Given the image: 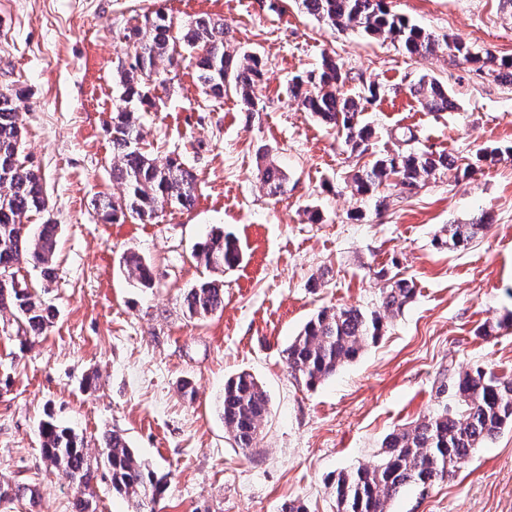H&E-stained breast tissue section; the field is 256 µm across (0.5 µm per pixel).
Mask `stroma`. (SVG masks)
Here are the masks:
<instances>
[{
  "label": "stroma",
  "instance_id": "1",
  "mask_svg": "<svg viewBox=\"0 0 512 512\" xmlns=\"http://www.w3.org/2000/svg\"><path fill=\"white\" fill-rule=\"evenodd\" d=\"M389 8L474 54L512 58V0H387ZM164 9L174 24L223 19L237 46L258 52L267 73L264 109L205 95L196 59L183 54L141 113L143 142L157 158L179 155L198 180L191 208L165 206L152 221H103L99 198L119 197L112 178L113 75L123 34ZM332 56L347 87L383 86L364 112L378 132L367 153L391 149L409 127L419 145L458 165L476 151L503 153L466 179L447 174L411 193L393 192L375 214L345 179L357 163L340 134L300 109L286 85ZM436 77L454 103L426 112L408 93ZM0 91H22L23 155L39 168L50 199L29 227L59 226L55 277L23 265L20 281L43 289L56 317L36 340L0 311V482L35 491L37 504L0 502V512H71L78 487L43 457L39 424L53 417L83 436L97 463L91 512H133L100 467L103 432L123 434L161 479L155 512H336L339 473L377 462L384 438L452 404V383L482 365L512 378V84L492 64L453 50L411 57L390 41L331 29L297 0H0ZM288 174L268 195L262 157ZM487 212L492 223L464 249H437L443 225ZM232 234L240 263L223 274L224 308L188 317L181 296L212 278L191 253L215 231ZM152 267L155 286L123 271L127 251ZM390 268L415 283L376 342L310 389L288 373L285 349L325 306L374 309ZM487 324L498 325L484 335ZM251 373L270 398L251 454L234 447L221 415L225 381ZM196 390L181 396L184 382ZM390 512H512V427L504 428L445 481L407 487Z\"/></svg>",
  "mask_w": 512,
  "mask_h": 512
}]
</instances>
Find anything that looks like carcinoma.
Segmentation results:
<instances>
[{"mask_svg": "<svg viewBox=\"0 0 512 512\" xmlns=\"http://www.w3.org/2000/svg\"><path fill=\"white\" fill-rule=\"evenodd\" d=\"M306 12L340 31L351 30L397 43L410 56H423L441 45L435 34L392 12L386 0H301ZM128 62L118 67L112 126V178L123 185L119 199H101L97 209L107 220L128 216L152 220L166 205L191 206L196 199L195 175L176 157L158 160L136 147L141 135L136 112L156 107L155 77L158 63L170 69L179 63L180 51L196 54L197 80L206 95H234L247 112H258L257 90L263 81L265 62L254 51L231 45L224 20L199 17L174 30L160 11L124 33ZM347 74L331 58L318 72L296 76L288 83V95L302 110L338 129L351 153L363 156L375 129L361 119L365 105L381 96V87L371 83L358 95L344 87ZM410 96L426 112H446L453 107L448 89L436 78L424 75L408 87ZM22 92L0 100V276L16 274L24 263L41 267L44 280L54 274L53 262L58 225L46 222L33 234L22 223L29 213L48 208V196L39 171L22 157L19 109ZM412 131L394 134L393 149L364 164L350 176L352 189L374 201L376 209L387 206L380 190L399 187L407 192L454 170L465 177L482 162L500 155L498 147L480 149L472 163L459 168L444 152L411 146ZM260 181L273 196L288 192V174L272 161L259 169ZM490 225L485 213L468 224H448L435 236L439 248H465ZM194 257L206 266L229 269L239 262L235 239L212 233L195 250ZM128 277L142 288L153 287V273L135 252L122 257ZM375 275L386 281L377 309L325 307L318 311L288 344L286 362L295 380L313 388L331 378L354 360L361 343L381 336L383 320L400 311L416 292L414 281L381 268ZM181 305L189 317H206L224 308V281L204 280L188 289ZM9 309L20 321L19 329L31 339L44 335L52 323L53 309L31 288L17 289L10 279H0V310ZM456 408L429 414L393 430L383 442L384 454L371 467L341 473L334 488L336 512H389L390 502L407 486H431L464 466L475 448L492 441L506 426H512V381H502L485 367H477L454 381ZM269 398L257 379L240 372L224 383V427L243 453L253 451L268 414ZM44 458L78 482L72 512H89V492L95 478L84 439L48 419L40 424ZM102 463L112 475V488L134 499L137 512H147L161 496L164 486L136 457L125 436L117 431L101 436Z\"/></svg>", "mask_w": 512, "mask_h": 512, "instance_id": "carcinoma-1", "label": "carcinoma"}]
</instances>
